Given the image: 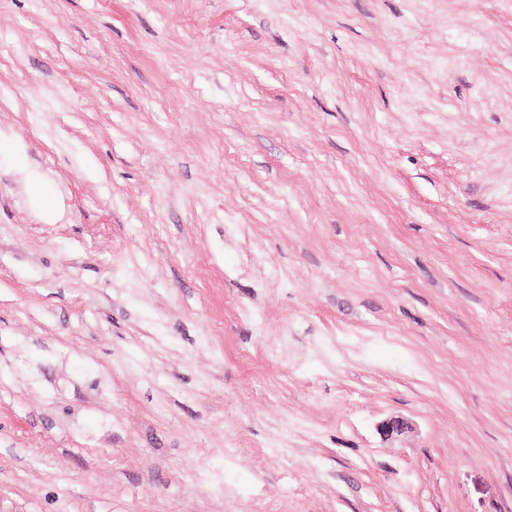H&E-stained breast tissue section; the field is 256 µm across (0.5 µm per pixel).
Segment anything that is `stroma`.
Returning <instances> with one entry per match:
<instances>
[{"label": "stroma", "mask_w": 512, "mask_h": 512, "mask_svg": "<svg viewBox=\"0 0 512 512\" xmlns=\"http://www.w3.org/2000/svg\"><path fill=\"white\" fill-rule=\"evenodd\" d=\"M0 140V512H512V0H0ZM29 196L32 205L40 210L47 219L52 218L55 210L56 199L40 181H32L29 184Z\"/></svg>", "instance_id": "1"}]
</instances>
